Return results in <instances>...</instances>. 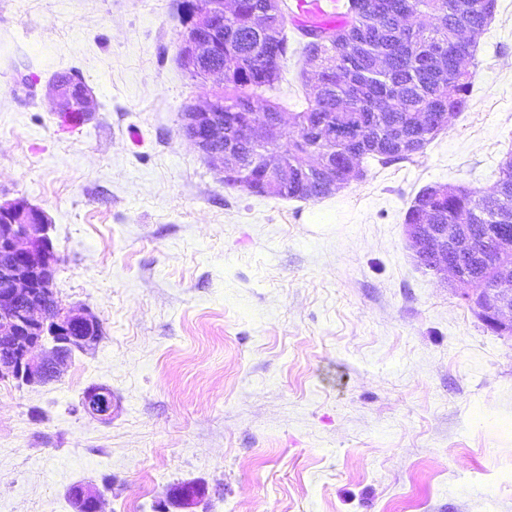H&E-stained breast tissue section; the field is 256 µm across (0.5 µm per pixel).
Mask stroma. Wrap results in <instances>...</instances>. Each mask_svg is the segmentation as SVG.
Returning a JSON list of instances; mask_svg holds the SVG:
<instances>
[{"label":"stroma","mask_w":512,"mask_h":512,"mask_svg":"<svg viewBox=\"0 0 512 512\" xmlns=\"http://www.w3.org/2000/svg\"><path fill=\"white\" fill-rule=\"evenodd\" d=\"M181 0H0V203L48 217L65 305L102 329L47 384L0 382V512H512V337L408 246L424 187L493 191L512 153V0L467 63L463 112L413 161L365 157L319 201L225 186L181 135L218 84L179 61ZM265 97L302 111L307 39ZM95 110L61 131L46 84ZM92 385L112 419L80 406ZM73 76L74 75L69 72L57 73L54 76V80L61 83H67L71 82ZM74 85H78L77 89L79 90V96L82 98L81 106L83 108V112H91V93L86 87L79 86L80 83L75 80L69 84H60L54 81L49 84V92L54 98L58 112L65 111L69 108V104H71V101H69V90ZM116 400L112 391L104 386H94L82 396V411L92 419L106 421L112 418ZM206 495V487L196 483H182L174 490L169 502L180 509H188L195 506Z\"/></svg>","instance_id":"stroma-1"}]
</instances>
